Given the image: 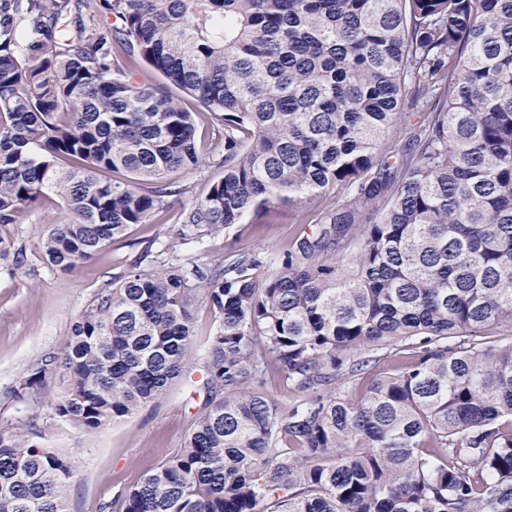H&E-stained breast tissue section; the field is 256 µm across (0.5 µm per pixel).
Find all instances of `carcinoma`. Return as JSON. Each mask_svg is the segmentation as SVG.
Masks as SVG:
<instances>
[{
  "mask_svg": "<svg viewBox=\"0 0 512 512\" xmlns=\"http://www.w3.org/2000/svg\"><path fill=\"white\" fill-rule=\"evenodd\" d=\"M79 2L0 25V224L61 200L49 270L174 209L187 245L340 198L277 261L146 251L13 399L56 376L57 420L132 415L190 373L200 296L218 325L199 411L112 512H512V343L491 335L512 322V0H100L108 34ZM116 51L163 82L131 83ZM181 93L224 127L223 174L189 206L174 176L203 158ZM382 349L405 359L352 386ZM272 375L301 397L273 400ZM76 475L0 429V512H65Z\"/></svg>",
  "mask_w": 512,
  "mask_h": 512,
  "instance_id": "cac0c4a2",
  "label": "carcinoma"
}]
</instances>
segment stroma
<instances>
[{
	"instance_id": "stroma-1",
	"label": "stroma",
	"mask_w": 512,
	"mask_h": 512,
	"mask_svg": "<svg viewBox=\"0 0 512 512\" xmlns=\"http://www.w3.org/2000/svg\"><path fill=\"white\" fill-rule=\"evenodd\" d=\"M184 104L199 115L198 143L206 160L200 169L177 177L188 188L182 201L189 204L221 176L218 161L224 138L192 97H185ZM336 200L333 193L309 197L300 207L280 208L274 223L232 225L205 239L203 247L214 263L242 248L278 257L296 234L310 228L322 207ZM67 218L63 205L50 198L27 212L20 223L0 225V237L11 240L23 259L21 268L13 272L0 264V428L31 425L39 442L75 457L78 475L68 488L67 512H103L182 446L202 401L205 376L193 371L190 380H177L163 397L92 433L54 418L52 408L60 393L57 379H48L28 401H13L10 391L24 369L61 349L76 317L99 291L111 287L113 276L123 273L145 249L175 243L177 215L172 212L162 222L130 226L75 271L53 273L43 263L42 238Z\"/></svg>"
}]
</instances>
